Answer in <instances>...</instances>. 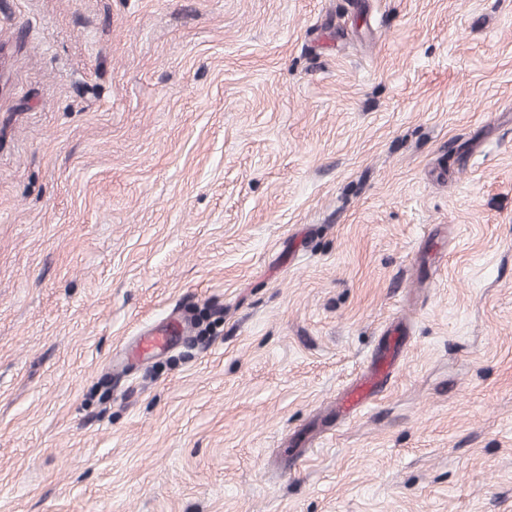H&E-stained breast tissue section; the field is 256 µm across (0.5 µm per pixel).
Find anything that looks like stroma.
I'll return each mask as SVG.
<instances>
[{
	"mask_svg": "<svg viewBox=\"0 0 512 512\" xmlns=\"http://www.w3.org/2000/svg\"><path fill=\"white\" fill-rule=\"evenodd\" d=\"M0 512H512V0H0ZM181 332L176 329L162 328L157 331L144 336L140 343V352L143 356L154 354L158 351L164 350L172 339ZM393 366L391 358L379 361L367 376L347 391L343 399L344 409L357 410L368 403L376 389L389 382Z\"/></svg>",
	"mask_w": 512,
	"mask_h": 512,
	"instance_id": "stroma-1",
	"label": "stroma"
}]
</instances>
